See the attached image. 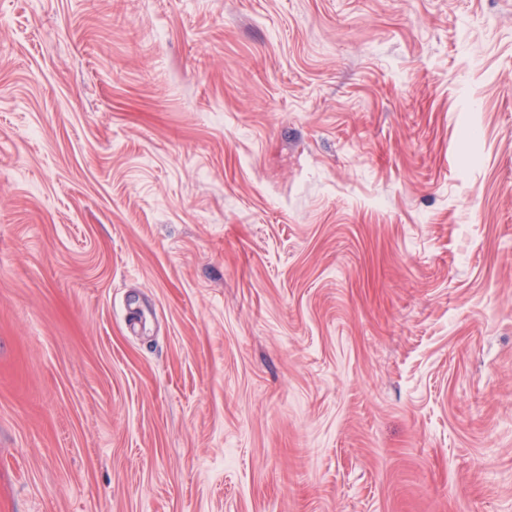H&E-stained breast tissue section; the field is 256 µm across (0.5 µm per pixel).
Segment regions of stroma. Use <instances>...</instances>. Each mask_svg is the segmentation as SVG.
Wrapping results in <instances>:
<instances>
[{"label":"stroma","instance_id":"obj_1","mask_svg":"<svg viewBox=\"0 0 512 512\" xmlns=\"http://www.w3.org/2000/svg\"><path fill=\"white\" fill-rule=\"evenodd\" d=\"M0 512H512V0H0Z\"/></svg>","mask_w":512,"mask_h":512}]
</instances>
